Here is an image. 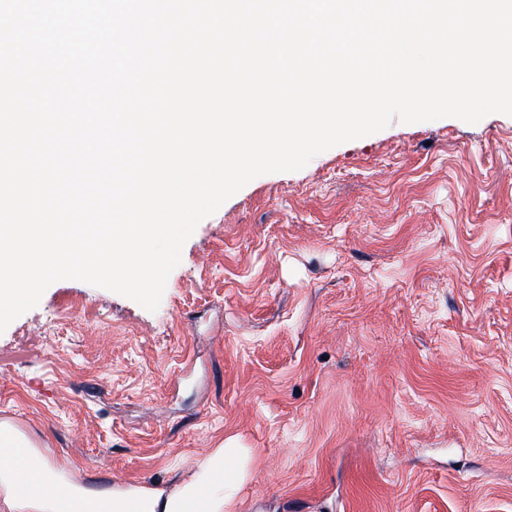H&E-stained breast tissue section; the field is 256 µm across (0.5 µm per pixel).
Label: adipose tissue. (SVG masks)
<instances>
[{"label":"adipose tissue","mask_w":512,"mask_h":512,"mask_svg":"<svg viewBox=\"0 0 512 512\" xmlns=\"http://www.w3.org/2000/svg\"><path fill=\"white\" fill-rule=\"evenodd\" d=\"M244 448L219 447L170 487L130 486L90 494L72 481L35 470L33 483L17 492L10 478L12 461L0 453V512H64V504L94 498L99 512H231L237 487L247 477Z\"/></svg>","instance_id":"adipose-tissue-1"}]
</instances>
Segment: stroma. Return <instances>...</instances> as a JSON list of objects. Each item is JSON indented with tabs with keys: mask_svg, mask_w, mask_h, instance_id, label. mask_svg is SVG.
Listing matches in <instances>:
<instances>
[{
	"mask_svg": "<svg viewBox=\"0 0 512 512\" xmlns=\"http://www.w3.org/2000/svg\"><path fill=\"white\" fill-rule=\"evenodd\" d=\"M92 490L249 451L235 512H512V116L259 176L159 308L51 284L0 333V422Z\"/></svg>",
	"mask_w": 512,
	"mask_h": 512,
	"instance_id": "1",
	"label": "stroma"
}]
</instances>
